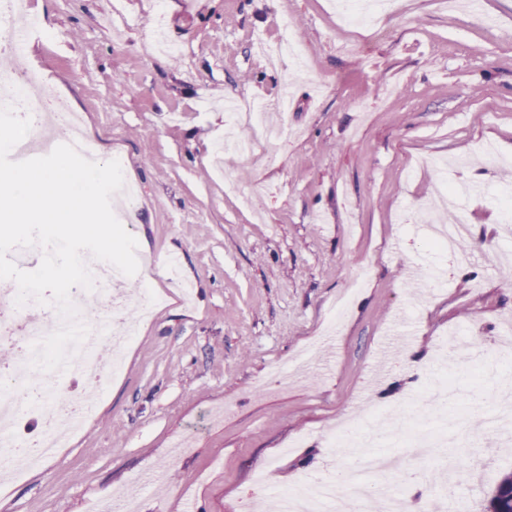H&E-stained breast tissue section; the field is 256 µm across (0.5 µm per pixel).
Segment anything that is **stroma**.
<instances>
[{"label":"stroma","mask_w":512,"mask_h":512,"mask_svg":"<svg viewBox=\"0 0 512 512\" xmlns=\"http://www.w3.org/2000/svg\"><path fill=\"white\" fill-rule=\"evenodd\" d=\"M335 2L32 0L26 62L81 115L100 161L121 160L138 186L124 227L153 269L116 287L136 326L121 374L59 453L0 472V512H93L127 492L135 512H276L278 490L349 468L327 441L352 415L367 430L356 393L422 411L436 369L456 376L448 435L474 441L485 475L459 484L486 512L512 472V445L482 424L512 380V0H398L376 37ZM160 21L179 54L154 45ZM288 33L304 67L268 66L257 39ZM286 90L287 134L254 158L217 159L222 101L245 112ZM458 176L481 188L466 266L428 245L417 216ZM411 263L441 281L412 287ZM146 288L166 302L144 309ZM313 344L308 377L268 382Z\"/></svg>","instance_id":"1"}]
</instances>
